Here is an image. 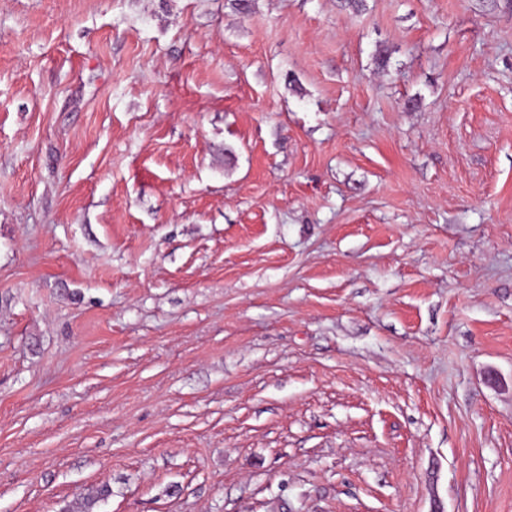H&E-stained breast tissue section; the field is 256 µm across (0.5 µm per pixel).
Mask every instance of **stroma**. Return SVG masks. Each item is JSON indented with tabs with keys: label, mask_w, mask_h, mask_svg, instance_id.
<instances>
[{
	"label": "stroma",
	"mask_w": 512,
	"mask_h": 512,
	"mask_svg": "<svg viewBox=\"0 0 512 512\" xmlns=\"http://www.w3.org/2000/svg\"><path fill=\"white\" fill-rule=\"evenodd\" d=\"M512 512V0H0V512Z\"/></svg>",
	"instance_id": "obj_1"
}]
</instances>
